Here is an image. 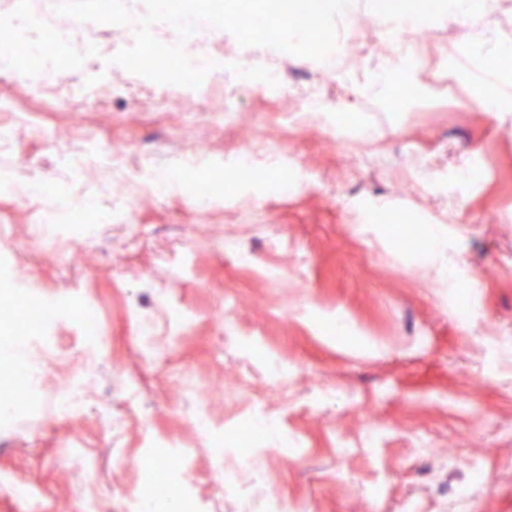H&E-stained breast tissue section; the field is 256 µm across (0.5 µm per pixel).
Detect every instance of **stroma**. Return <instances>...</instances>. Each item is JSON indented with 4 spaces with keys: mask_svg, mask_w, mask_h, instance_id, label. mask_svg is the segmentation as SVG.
I'll use <instances>...</instances> for the list:
<instances>
[{
    "mask_svg": "<svg viewBox=\"0 0 512 512\" xmlns=\"http://www.w3.org/2000/svg\"><path fill=\"white\" fill-rule=\"evenodd\" d=\"M368 30L346 50L372 81L395 65L390 36L372 0H354ZM49 21L71 45L65 63L42 49L35 30L0 26V42H18L54 73L52 85L0 79V97L30 112L0 171L40 188L22 201L0 193V401L15 392V357L39 365L50 380L78 376L86 407L77 419L50 417L46 392L16 403L23 428H0V512H79L77 492L92 489L102 512H124V499L150 492L146 456L182 461L187 492L203 512H238L239 491L224 484L225 464L253 453L264 491L288 512H455L462 470L448 454L474 458L486 472L465 512H512V112H488L484 95L468 102L439 96L435 57L457 64L486 54L459 22L429 23L409 88L392 77L385 93L341 80L327 86L329 126L283 128L299 106L242 92L236 111L215 112L219 94L181 97L162 84L133 79L111 61L130 47L126 33L94 24L98 52L86 54L72 17ZM373 126L387 152L383 167L363 169L352 150L330 137L349 116ZM278 131L274 151L293 159L294 191L275 173L228 187L232 151L244 139ZM82 139H108L155 158L189 142L205 144L215 172L211 206L198 211L191 179L171 176L165 193L139 198L131 225L73 217L96 207L108 214L124 200L95 156L72 168L65 152ZM376 212L400 216L373 222ZM438 231L441 250L404 249ZM235 235L255 262L240 264L218 241ZM53 306L41 333L15 325L27 285ZM466 297L461 323L456 300ZM94 304L100 340L87 338L71 309ZM148 321L164 360H149L137 320ZM341 324L328 335V321ZM282 382L265 379L269 359ZM209 389L214 434L198 435L196 402L186 376ZM139 383L124 426L103 429V416ZM278 416L282 431L251 444L246 425ZM378 447L364 445L367 427ZM431 445L419 451L416 438ZM169 447L157 453L156 441ZM29 494L14 493V484Z\"/></svg>",
    "mask_w": 512,
    "mask_h": 512,
    "instance_id": "obj_1",
    "label": "stroma"
}]
</instances>
